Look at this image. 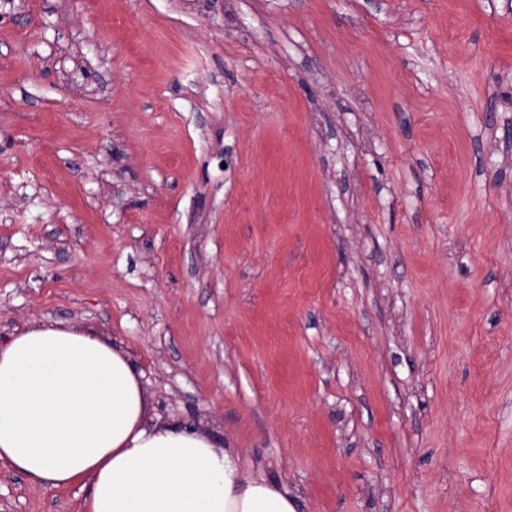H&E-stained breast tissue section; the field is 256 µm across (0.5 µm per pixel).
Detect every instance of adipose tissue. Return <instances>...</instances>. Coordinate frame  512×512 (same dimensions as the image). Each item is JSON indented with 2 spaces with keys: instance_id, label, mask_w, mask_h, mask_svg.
Returning <instances> with one entry per match:
<instances>
[{
  "instance_id": "adipose-tissue-1",
  "label": "adipose tissue",
  "mask_w": 512,
  "mask_h": 512,
  "mask_svg": "<svg viewBox=\"0 0 512 512\" xmlns=\"http://www.w3.org/2000/svg\"><path fill=\"white\" fill-rule=\"evenodd\" d=\"M128 352L80 327L36 325L0 345V464L45 488L87 487L82 512H296L236 449L148 418Z\"/></svg>"
}]
</instances>
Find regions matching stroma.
Returning a JSON list of instances; mask_svg holds the SVG:
<instances>
[{"label":"stroma","instance_id":"1","mask_svg":"<svg viewBox=\"0 0 512 512\" xmlns=\"http://www.w3.org/2000/svg\"><path fill=\"white\" fill-rule=\"evenodd\" d=\"M42 323L296 512H512V5L0 0V344Z\"/></svg>","mask_w":512,"mask_h":512}]
</instances>
